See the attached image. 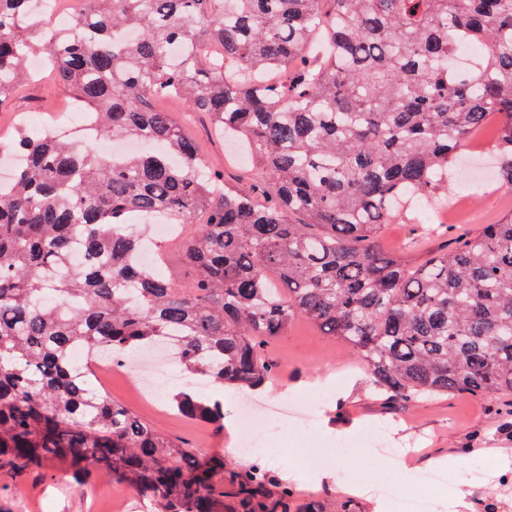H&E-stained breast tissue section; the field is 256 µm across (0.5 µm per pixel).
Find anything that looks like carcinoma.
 <instances>
[{
  "instance_id": "cac0c4a2",
  "label": "carcinoma",
  "mask_w": 512,
  "mask_h": 512,
  "mask_svg": "<svg viewBox=\"0 0 512 512\" xmlns=\"http://www.w3.org/2000/svg\"><path fill=\"white\" fill-rule=\"evenodd\" d=\"M31 0H0V102L29 55L94 115L92 131L162 151L101 158L23 129L0 189V457L21 474L52 460L99 466L156 512H288L259 468L224 476L200 453L88 387L107 353L132 361L171 337L188 377L255 390L265 348L303 316L347 345L375 391L499 399L512 407V210L413 266L378 243L397 206L446 200L448 169L495 125L512 190V0H84L67 28L27 25ZM50 32L42 43L29 34ZM483 48L456 69L459 41ZM167 96L244 141L260 180L229 190L157 106ZM189 228L178 285L136 262L129 214ZM79 250L83 260L71 257ZM224 425V395L169 397Z\"/></svg>"
}]
</instances>
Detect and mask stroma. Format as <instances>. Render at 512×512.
Listing matches in <instances>:
<instances>
[{"label": "stroma", "instance_id": "1", "mask_svg": "<svg viewBox=\"0 0 512 512\" xmlns=\"http://www.w3.org/2000/svg\"><path fill=\"white\" fill-rule=\"evenodd\" d=\"M70 89L43 71L33 74L18 94L0 105V134L16 135L21 116L34 113L57 115L72 105ZM173 117L186 121L187 133L195 138L209 165L224 172L226 186L245 183L251 162L247 155L218 139L202 116L185 118L181 100L163 102ZM503 190L493 183L474 194L470 217L455 220L456 231L474 233L487 219L506 210ZM275 371L269 382L256 391V398L305 405L314 414L311 428H285L284 439H272L260 452L241 447L248 428L241 421L238 395L224 393V426L184 419L168 406L167 397L150 401L134 388L136 378L116 372L107 392L113 401L126 405L163 433L194 441L205 455L223 460L226 471H245L262 466L274 483L293 487L292 512H305L308 503H318L322 512H339L342 502H351L353 512H372L380 502L383 512H398L395 500L380 497L382 483L392 484L400 494L419 491L420 477L432 468L435 457L450 458L449 479L437 493L439 512H459L455 488L469 492L468 512H512V413L495 409L489 401L470 397L421 399L394 403L372 390L368 375L349 348L323 335L306 320H297L285 336L266 350ZM380 429L382 447L393 449V457L374 451L364 455L344 452L316 470L301 468L304 454L332 446L339 437L348 438L366 426ZM404 461L393 468L391 458ZM485 469L483 480L472 477ZM319 486H312V479ZM356 484L361 495L345 498L340 488ZM138 492L124 481L101 475L97 469L78 471L69 463L55 461L28 469L16 477L9 464L0 465V512H126L125 503L140 504Z\"/></svg>", "mask_w": 512, "mask_h": 512}]
</instances>
